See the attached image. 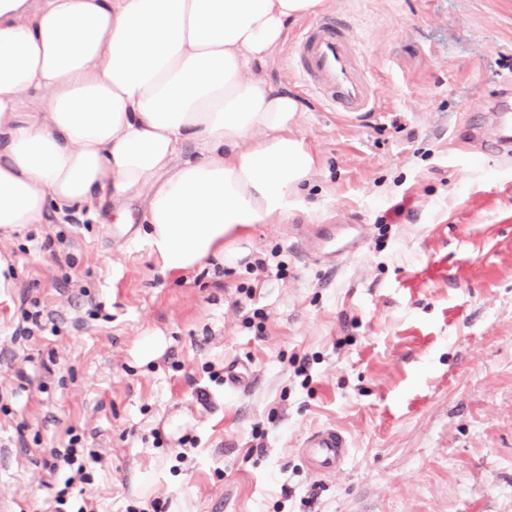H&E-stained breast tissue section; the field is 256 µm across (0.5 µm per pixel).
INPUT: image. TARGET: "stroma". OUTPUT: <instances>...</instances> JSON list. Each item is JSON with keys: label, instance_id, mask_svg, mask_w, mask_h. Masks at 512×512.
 <instances>
[{"label": "stroma", "instance_id": "1", "mask_svg": "<svg viewBox=\"0 0 512 512\" xmlns=\"http://www.w3.org/2000/svg\"><path fill=\"white\" fill-rule=\"evenodd\" d=\"M325 10L353 30L377 110L324 109L278 51L320 169L286 217L248 229L244 257L164 276L136 225L76 224L75 289L42 248L57 225L0 241L9 512L63 488L68 468L43 458L70 428L102 458L98 512H512V155L470 144L464 117L512 74V0ZM350 219L367 234L338 266L321 237ZM34 298L57 330L27 339ZM257 309L260 337L243 325ZM152 335L163 351L139 363ZM233 365L246 387L211 380ZM322 427L350 442L341 473L299 451Z\"/></svg>", "mask_w": 512, "mask_h": 512}]
</instances>
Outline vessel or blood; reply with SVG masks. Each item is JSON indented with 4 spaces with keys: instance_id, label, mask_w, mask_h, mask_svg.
<instances>
[{
    "instance_id": "obj_1",
    "label": "vessel or blood",
    "mask_w": 512,
    "mask_h": 512,
    "mask_svg": "<svg viewBox=\"0 0 512 512\" xmlns=\"http://www.w3.org/2000/svg\"><path fill=\"white\" fill-rule=\"evenodd\" d=\"M289 59L304 83L334 111L348 116L374 111L376 90L351 28L340 17L326 14L307 23L290 46ZM495 109L496 130L489 142L508 154L512 152V87L503 86ZM348 453L346 437L332 427L313 433L301 450L311 469L324 473L341 471Z\"/></svg>"
}]
</instances>
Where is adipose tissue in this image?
<instances>
[{"label":"adipose tissue","instance_id":"obj_1","mask_svg":"<svg viewBox=\"0 0 512 512\" xmlns=\"http://www.w3.org/2000/svg\"><path fill=\"white\" fill-rule=\"evenodd\" d=\"M324 0H0V240L128 224L163 271L240 259L320 167L269 68Z\"/></svg>","mask_w":512,"mask_h":512}]
</instances>
